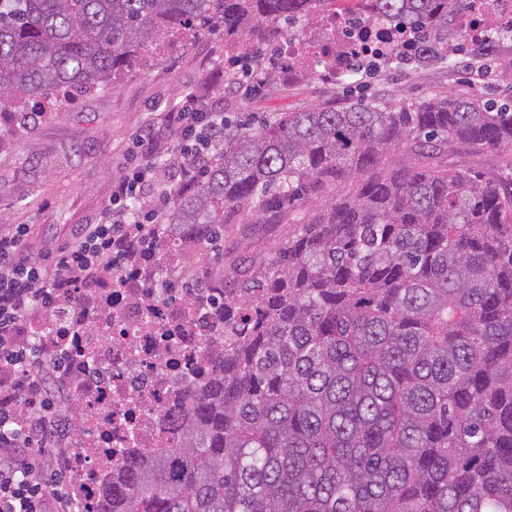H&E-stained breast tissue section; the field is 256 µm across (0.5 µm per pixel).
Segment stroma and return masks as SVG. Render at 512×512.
<instances>
[{
    "instance_id": "1",
    "label": "stroma",
    "mask_w": 512,
    "mask_h": 512,
    "mask_svg": "<svg viewBox=\"0 0 512 512\" xmlns=\"http://www.w3.org/2000/svg\"><path fill=\"white\" fill-rule=\"evenodd\" d=\"M451 60L417 63L336 83L308 75L286 81L281 90L262 86L245 92L221 78L224 33L187 40L184 48L150 55L129 70L117 87L60 102L31 127L16 129L0 116V216L10 224H32L38 240L57 246L76 224H91L112 197V181L125 164L131 135L190 92H204L226 116L265 118L275 112L318 108L334 98H379L391 103L423 95L475 94L483 100H512V39L496 40L491 56L468 45ZM449 164L480 171H512V148L449 153ZM314 202L291 207L287 224H235L224 236L223 252L202 254L206 264L232 272L241 262L275 255L295 224L307 219Z\"/></svg>"
}]
</instances>
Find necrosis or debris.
<instances>
[{"label": "necrosis or debris", "instance_id": "obj_1", "mask_svg": "<svg viewBox=\"0 0 512 512\" xmlns=\"http://www.w3.org/2000/svg\"><path fill=\"white\" fill-rule=\"evenodd\" d=\"M310 18L303 38L280 36L286 66L343 80L352 49L345 26L331 11ZM511 20L512 0H470L459 15L461 24L476 23L480 35ZM200 254L199 242L172 225L147 266L87 282L55 320L36 312L18 327L22 344L34 338L50 342L73 325L82 329L79 349L86 365L72 367L70 376L77 380L86 368L93 376L72 388L83 420L67 457L81 501L98 499L110 476L108 463L174 442L187 419L185 388L205 386L215 374L224 348V312L207 304L198 289L182 285L191 270L197 280H209Z\"/></svg>", "mask_w": 512, "mask_h": 512}]
</instances>
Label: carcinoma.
<instances>
[{
    "mask_svg": "<svg viewBox=\"0 0 512 512\" xmlns=\"http://www.w3.org/2000/svg\"><path fill=\"white\" fill-rule=\"evenodd\" d=\"M421 59L470 0H376ZM338 0H0V114L116 87L224 31L244 56ZM512 147V104L427 96L224 122L166 223L220 246L345 187L223 290L219 371L178 440L111 469L97 512H512V177L421 159Z\"/></svg>",
    "mask_w": 512,
    "mask_h": 512,
    "instance_id": "1",
    "label": "carcinoma"
}]
</instances>
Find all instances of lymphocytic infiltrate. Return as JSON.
<instances>
[{"label": "lymphocytic infiltrate", "mask_w": 512, "mask_h": 512, "mask_svg": "<svg viewBox=\"0 0 512 512\" xmlns=\"http://www.w3.org/2000/svg\"><path fill=\"white\" fill-rule=\"evenodd\" d=\"M175 145L156 160L157 131ZM224 134V114L186 94L133 142L99 222L75 225L56 251H34L27 224L0 226V512H75L61 460L73 405L66 357L18 347L15 331L33 309L57 310L80 285L151 259L164 234L172 187L194 182ZM35 417L43 441L26 432Z\"/></svg>", "instance_id": "f902f5d3"}]
</instances>
